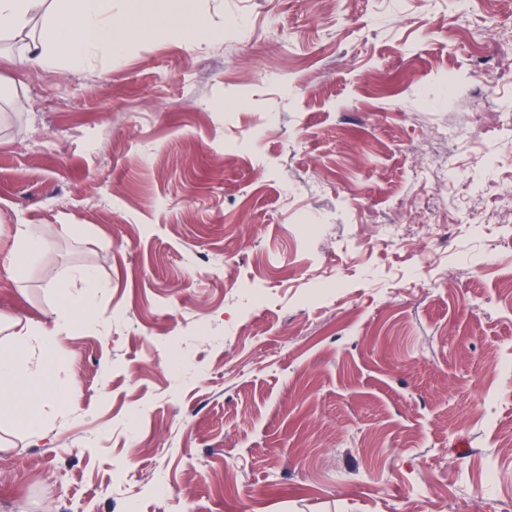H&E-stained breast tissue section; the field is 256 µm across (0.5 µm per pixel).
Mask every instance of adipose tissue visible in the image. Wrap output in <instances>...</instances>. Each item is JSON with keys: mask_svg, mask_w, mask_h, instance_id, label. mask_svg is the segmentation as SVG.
Segmentation results:
<instances>
[{"mask_svg": "<svg viewBox=\"0 0 512 512\" xmlns=\"http://www.w3.org/2000/svg\"><path fill=\"white\" fill-rule=\"evenodd\" d=\"M42 17L47 35L41 44L19 54L21 64L78 72L92 59H112L125 45L112 22V0H0V30L22 31ZM60 349L59 338L41 327H28L20 341L0 351V415L17 414L21 395L59 393L46 379V367Z\"/></svg>", "mask_w": 512, "mask_h": 512, "instance_id": "ef3b65f1", "label": "adipose tissue"}]
</instances>
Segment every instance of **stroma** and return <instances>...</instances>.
Wrapping results in <instances>:
<instances>
[{
    "instance_id": "1",
    "label": "stroma",
    "mask_w": 512,
    "mask_h": 512,
    "mask_svg": "<svg viewBox=\"0 0 512 512\" xmlns=\"http://www.w3.org/2000/svg\"><path fill=\"white\" fill-rule=\"evenodd\" d=\"M126 17L81 72L0 35V346L65 350L41 437L0 417V512H512V0ZM20 224L55 234L15 266ZM130 2V9L128 12V21L130 24L139 26L144 33L150 34L154 29L166 25V21L172 13L177 11L178 0H169V7L167 12H163L153 16L151 19L144 21L141 14V0H127ZM75 278L83 284L85 294L80 304V312L83 316H90L96 309V290L101 288L96 273L90 268L77 271Z\"/></svg>"
}]
</instances>
